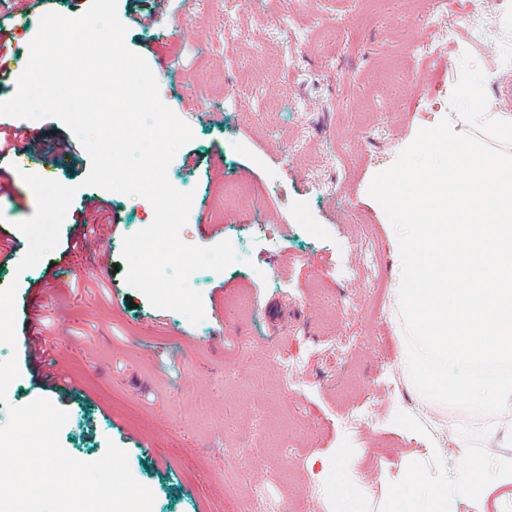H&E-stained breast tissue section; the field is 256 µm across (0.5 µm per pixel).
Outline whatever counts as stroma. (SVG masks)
Returning a JSON list of instances; mask_svg holds the SVG:
<instances>
[{
  "instance_id": "obj_1",
  "label": "stroma",
  "mask_w": 512,
  "mask_h": 512,
  "mask_svg": "<svg viewBox=\"0 0 512 512\" xmlns=\"http://www.w3.org/2000/svg\"><path fill=\"white\" fill-rule=\"evenodd\" d=\"M467 2L200 0L189 11L171 0L165 39L117 0L127 48L194 134L168 169L175 188L195 192L180 238L230 241L238 260L191 276L200 323L154 307L128 284L122 255L124 237L152 222L151 204L85 185L91 158L77 135L54 117L24 120L30 149L0 159L14 177L0 196V240L12 246L0 256V290L17 288V338L56 313L57 369L78 389L55 392L25 349L0 344V361L17 357L20 370L0 424L8 407L50 400L69 414L63 448L92 462L116 443L154 492L153 512H337L330 478L349 459L366 488L362 512H380L389 483L428 441L393 422L418 393L391 293L387 221L365 186L415 129L447 118L463 54L484 71L488 104L498 107L512 77L506 0H483L496 18L488 31L467 28ZM91 4L46 0L25 15L0 5L10 53L28 60L44 14L77 18ZM432 38L446 41L451 59L440 76L429 54L410 51ZM26 172L77 192L57 247L21 272L28 241L17 224L36 207ZM238 183L251 191L249 207L231 192ZM95 204L103 239L68 250ZM369 246L377 288L359 272ZM350 340L360 348L352 358L339 350Z\"/></svg>"
}]
</instances>
